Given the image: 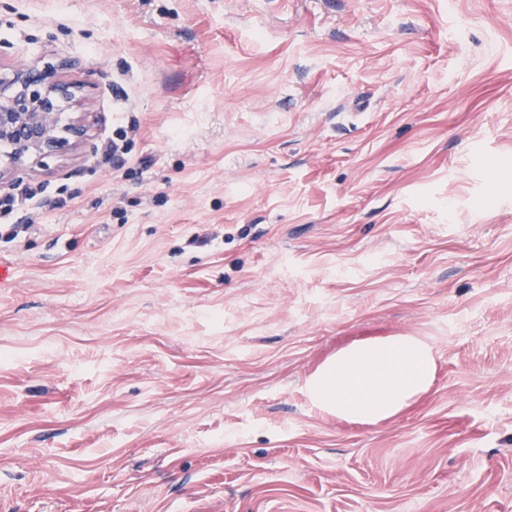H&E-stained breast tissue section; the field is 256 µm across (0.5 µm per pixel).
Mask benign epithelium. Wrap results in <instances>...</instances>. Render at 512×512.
<instances>
[{"instance_id": "benign-epithelium-1", "label": "benign epithelium", "mask_w": 512, "mask_h": 512, "mask_svg": "<svg viewBox=\"0 0 512 512\" xmlns=\"http://www.w3.org/2000/svg\"><path fill=\"white\" fill-rule=\"evenodd\" d=\"M60 67L18 65L0 72V142L11 147L10 166L0 168V184L54 152L60 143V107L76 102L74 86L63 81ZM88 113L71 119L68 130L74 135L72 148H83L90 140Z\"/></svg>"}]
</instances>
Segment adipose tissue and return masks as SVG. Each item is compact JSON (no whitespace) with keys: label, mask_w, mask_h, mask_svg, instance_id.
<instances>
[{"label":"adipose tissue","mask_w":512,"mask_h":512,"mask_svg":"<svg viewBox=\"0 0 512 512\" xmlns=\"http://www.w3.org/2000/svg\"><path fill=\"white\" fill-rule=\"evenodd\" d=\"M435 372V349L427 339L387 336L336 353L307 378L304 392L321 413L375 423L424 392Z\"/></svg>","instance_id":"obj_1"}]
</instances>
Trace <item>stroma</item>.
Listing matches in <instances>:
<instances>
[{
  "mask_svg": "<svg viewBox=\"0 0 512 512\" xmlns=\"http://www.w3.org/2000/svg\"><path fill=\"white\" fill-rule=\"evenodd\" d=\"M62 61L92 143L0 216V512H512V0H0V66ZM385 336L427 392L309 404ZM435 372V349L427 339L387 336L336 353L307 378L304 392L321 413L375 423L424 392Z\"/></svg>",
  "mask_w": 512,
  "mask_h": 512,
  "instance_id": "obj_1",
  "label": "stroma"
}]
</instances>
